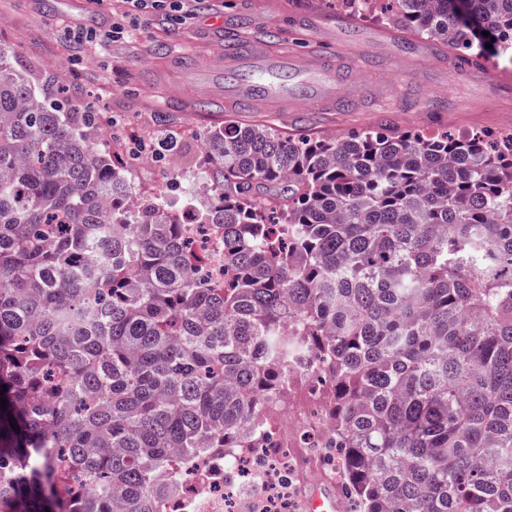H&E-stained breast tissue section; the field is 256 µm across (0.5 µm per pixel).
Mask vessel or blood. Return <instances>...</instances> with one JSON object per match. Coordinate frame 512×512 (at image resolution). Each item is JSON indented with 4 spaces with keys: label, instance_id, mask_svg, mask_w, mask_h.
<instances>
[{
    "label": "vessel or blood",
    "instance_id": "b4317fda",
    "mask_svg": "<svg viewBox=\"0 0 512 512\" xmlns=\"http://www.w3.org/2000/svg\"><path fill=\"white\" fill-rule=\"evenodd\" d=\"M184 83L196 93L198 111H208L214 98L237 112H265L274 106L304 102L322 111L335 101L340 61L335 54L322 57L295 56L277 51L262 40L223 39L207 66L175 54Z\"/></svg>",
    "mask_w": 512,
    "mask_h": 512
}]
</instances>
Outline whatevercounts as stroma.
<instances>
[{
    "label": "stroma",
    "mask_w": 512,
    "mask_h": 512,
    "mask_svg": "<svg viewBox=\"0 0 512 512\" xmlns=\"http://www.w3.org/2000/svg\"><path fill=\"white\" fill-rule=\"evenodd\" d=\"M195 17L181 24L166 13L152 19L126 13L122 0H0V46L21 72L50 78L47 96L63 86L72 102L91 101L100 113V144L124 158L139 202L163 193L179 197L187 176L204 163L203 135L234 123L266 126L283 137L331 139L367 128L398 132L512 134V62L474 65L446 45L423 39L396 19L353 15L338 0H195ZM119 34H112V27ZM246 38L280 34L289 51L331 47L346 60L332 112H197L172 104L165 70L179 52L209 60L221 32ZM178 139L179 169L161 150ZM301 478L299 505L313 484L330 483L317 458L289 449Z\"/></svg>",
    "instance_id": "35a3bbf8"
}]
</instances>
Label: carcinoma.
I'll use <instances>...</instances> for the list:
<instances>
[{"label": "carcinoma", "instance_id": "obj_1", "mask_svg": "<svg viewBox=\"0 0 512 512\" xmlns=\"http://www.w3.org/2000/svg\"><path fill=\"white\" fill-rule=\"evenodd\" d=\"M394 3L512 63V0ZM94 117L0 50V512H159L265 443L306 356L356 512H512V135L226 124L198 185L133 204Z\"/></svg>", "mask_w": 512, "mask_h": 512}]
</instances>
